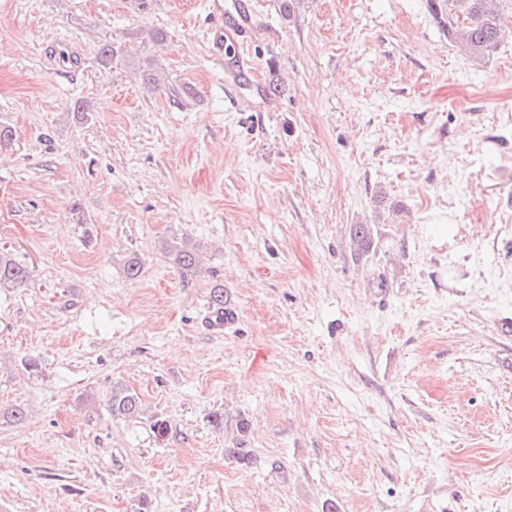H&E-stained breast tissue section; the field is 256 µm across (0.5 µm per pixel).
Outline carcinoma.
I'll list each match as a JSON object with an SVG mask.
<instances>
[{"mask_svg": "<svg viewBox=\"0 0 512 512\" xmlns=\"http://www.w3.org/2000/svg\"><path fill=\"white\" fill-rule=\"evenodd\" d=\"M502 2L504 0H429V8L448 41L481 57L503 41ZM352 241L359 252H367L371 245V226L354 225ZM169 248L182 268L190 269L196 264V248L190 243L174 241ZM28 277L26 266L0 255V285L24 282ZM111 407L114 414L133 416L139 411L140 398L131 389L118 387L112 390Z\"/></svg>", "mask_w": 512, "mask_h": 512, "instance_id": "cac0c4a2", "label": "carcinoma"}]
</instances>
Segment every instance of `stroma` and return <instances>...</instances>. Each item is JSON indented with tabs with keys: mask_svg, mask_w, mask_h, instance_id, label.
<instances>
[{
	"mask_svg": "<svg viewBox=\"0 0 512 512\" xmlns=\"http://www.w3.org/2000/svg\"><path fill=\"white\" fill-rule=\"evenodd\" d=\"M223 3L0 0V512H512V37ZM29 277L26 266L0 254V285L24 282ZM112 413L122 416H134L140 407L138 394L129 388L118 387L112 389Z\"/></svg>",
	"mask_w": 512,
	"mask_h": 512,
	"instance_id": "1",
	"label": "stroma"
}]
</instances>
